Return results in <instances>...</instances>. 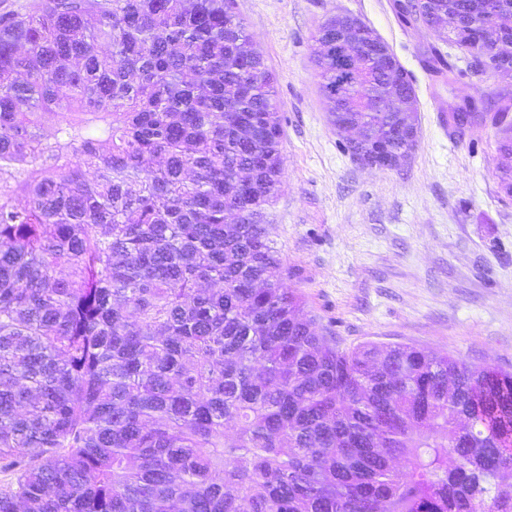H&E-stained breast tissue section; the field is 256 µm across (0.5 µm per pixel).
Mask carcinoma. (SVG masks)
I'll use <instances>...</instances> for the list:
<instances>
[{
    "label": "carcinoma",
    "instance_id": "carcinoma-1",
    "mask_svg": "<svg viewBox=\"0 0 512 512\" xmlns=\"http://www.w3.org/2000/svg\"><path fill=\"white\" fill-rule=\"evenodd\" d=\"M396 12L443 83L512 54V0ZM320 91L336 43L313 35ZM406 72L357 62L333 124L407 161ZM491 125L512 197V100ZM274 79L234 0H39L0 14V512H512V372L341 348L281 285Z\"/></svg>",
    "mask_w": 512,
    "mask_h": 512
}]
</instances>
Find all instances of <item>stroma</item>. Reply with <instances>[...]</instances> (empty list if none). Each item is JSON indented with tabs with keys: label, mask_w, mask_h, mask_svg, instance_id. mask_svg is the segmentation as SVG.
<instances>
[{
	"label": "stroma",
	"mask_w": 512,
	"mask_h": 512,
	"mask_svg": "<svg viewBox=\"0 0 512 512\" xmlns=\"http://www.w3.org/2000/svg\"><path fill=\"white\" fill-rule=\"evenodd\" d=\"M392 0H235L275 78L284 176L267 214L285 287L305 295L320 331L344 348L411 344L512 371V198L497 183L498 133L449 137L441 107L498 90L492 73L435 85V42L396 18ZM371 26L408 72L419 138L406 165L371 169L339 145L311 56L332 13Z\"/></svg>",
	"instance_id": "1"
}]
</instances>
